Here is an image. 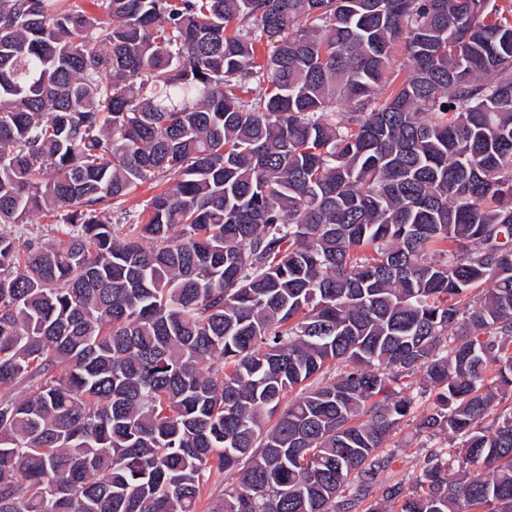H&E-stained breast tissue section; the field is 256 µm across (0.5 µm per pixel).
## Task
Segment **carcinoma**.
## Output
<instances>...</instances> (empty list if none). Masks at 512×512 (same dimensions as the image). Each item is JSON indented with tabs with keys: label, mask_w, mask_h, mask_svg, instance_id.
<instances>
[{
	"label": "carcinoma",
	"mask_w": 512,
	"mask_h": 512,
	"mask_svg": "<svg viewBox=\"0 0 512 512\" xmlns=\"http://www.w3.org/2000/svg\"><path fill=\"white\" fill-rule=\"evenodd\" d=\"M103 7L0 0V224L66 227L0 233V512H512V5ZM412 376L464 453L385 486ZM156 191L157 188L153 187L150 183H146L141 185L140 188L132 196L128 197L125 202L113 205L112 224L115 223V221L125 223L128 220H132L133 218L131 215L142 210L143 206L156 193ZM125 211H127V214H124ZM123 218H125V220ZM53 219L50 214L39 213L31 216L27 224H0V232H11V234L18 237L24 233L22 240L31 235L40 238V241L44 244H52L64 238L62 234L63 226L55 224ZM235 477V474L214 467L207 488L198 502L197 512H212V509L223 496L224 486L232 483Z\"/></svg>",
	"instance_id": "1"
}]
</instances>
